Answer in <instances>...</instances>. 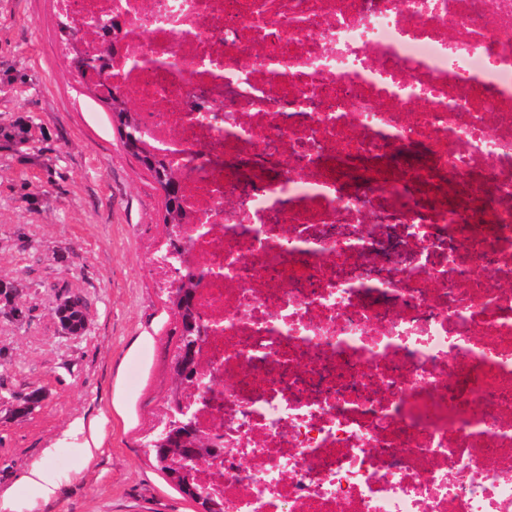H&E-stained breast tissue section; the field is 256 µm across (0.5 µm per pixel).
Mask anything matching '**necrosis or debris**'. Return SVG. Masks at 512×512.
Instances as JSON below:
<instances>
[{
    "mask_svg": "<svg viewBox=\"0 0 512 512\" xmlns=\"http://www.w3.org/2000/svg\"><path fill=\"white\" fill-rule=\"evenodd\" d=\"M186 170L224 512H512V0H57Z\"/></svg>",
    "mask_w": 512,
    "mask_h": 512,
    "instance_id": "4bbe7bcc",
    "label": "necrosis or debris"
}]
</instances>
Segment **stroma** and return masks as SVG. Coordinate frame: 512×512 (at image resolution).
<instances>
[{
    "label": "stroma",
    "instance_id": "35a3bbf8",
    "mask_svg": "<svg viewBox=\"0 0 512 512\" xmlns=\"http://www.w3.org/2000/svg\"><path fill=\"white\" fill-rule=\"evenodd\" d=\"M57 23L54 0H0V281L30 287L24 317L0 318V384L44 392L24 416L0 406V512H195L146 447L178 341L150 266L163 197L68 67ZM68 292L88 302L78 338L55 316ZM45 461L49 499L26 482Z\"/></svg>",
    "mask_w": 512,
    "mask_h": 512
}]
</instances>
